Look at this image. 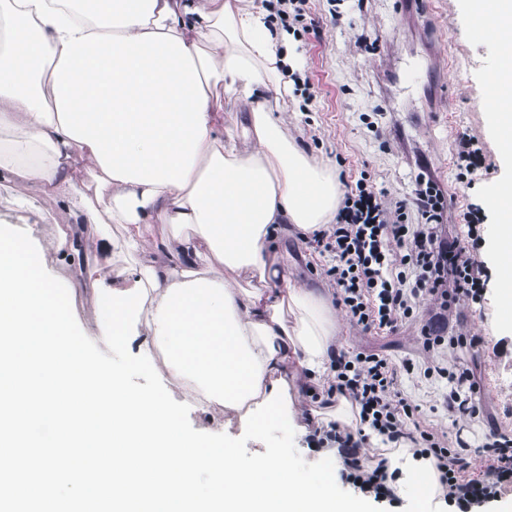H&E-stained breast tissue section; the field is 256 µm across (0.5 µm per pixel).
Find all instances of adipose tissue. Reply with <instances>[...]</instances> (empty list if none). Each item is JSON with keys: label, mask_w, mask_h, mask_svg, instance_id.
Segmentation results:
<instances>
[{"label": "adipose tissue", "mask_w": 512, "mask_h": 512, "mask_svg": "<svg viewBox=\"0 0 512 512\" xmlns=\"http://www.w3.org/2000/svg\"><path fill=\"white\" fill-rule=\"evenodd\" d=\"M493 38L490 122L512 168V0H469ZM287 33L246 0H0V182L67 200L73 226L43 227L59 274L85 288L100 337L157 345L183 403L232 426L285 380L295 425L359 416L348 399L303 411L328 386L343 314L297 284L274 243L310 233L343 196L332 166L289 137L268 96L287 99ZM502 328H512V176L490 200ZM120 237H112L111 226ZM92 265L74 263L78 253ZM387 456L396 495L424 504L438 473Z\"/></svg>", "instance_id": "ef3b65f1"}]
</instances>
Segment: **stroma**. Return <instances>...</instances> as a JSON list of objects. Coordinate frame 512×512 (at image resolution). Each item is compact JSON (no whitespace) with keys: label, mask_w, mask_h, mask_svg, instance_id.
I'll return each instance as SVG.
<instances>
[{"label":"stroma","mask_w":512,"mask_h":512,"mask_svg":"<svg viewBox=\"0 0 512 512\" xmlns=\"http://www.w3.org/2000/svg\"><path fill=\"white\" fill-rule=\"evenodd\" d=\"M310 7L320 34L296 41L295 51L315 84L316 97L310 114L301 112L295 98L282 109L297 145L316 159L334 163L347 180L368 172L376 188L393 196L409 193L424 160L433 159L432 175L458 197L448 206V231L465 234L463 214L475 204L483 219L482 238L490 240L495 214L489 197L504 176L486 88L496 48L475 30L467 0H431V30L416 15L398 10L395 0H345L337 22L331 21L326 0H311ZM432 73L448 85V97L428 93ZM463 132L484 147V166L469 186L457 182L453 166L454 143ZM0 221L27 231L37 224H67L71 218L63 207L49 213L34 206L19 208L12 189L0 183ZM278 245L294 278L331 295L321 273L325 256L302 249L290 228L279 233ZM450 326L483 339L477 355L481 419L445 415L444 380L406 381L402 388L420 405L423 425L460 434L475 450L493 431L512 432V334L497 332L491 292L482 303H461ZM416 334L412 327L393 334L364 333L347 321L336 339L344 350H371L399 363L417 357Z\"/></svg>","instance_id":"35a3bbf8"}]
</instances>
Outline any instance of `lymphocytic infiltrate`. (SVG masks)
Listing matches in <instances>:
<instances>
[{
    "instance_id": "lymphocytic-infiltrate-1",
    "label": "lymphocytic infiltrate",
    "mask_w": 512,
    "mask_h": 512,
    "mask_svg": "<svg viewBox=\"0 0 512 512\" xmlns=\"http://www.w3.org/2000/svg\"><path fill=\"white\" fill-rule=\"evenodd\" d=\"M271 20L303 36L318 33L309 0H264ZM448 198L432 175L419 173L409 196L397 198L376 189L368 175L346 184L332 224L303 237L306 247L328 254L323 274L335 301L365 333L397 332L403 324L419 325L421 362L395 366L376 353L337 351L330 363L329 392L342 395L359 410L362 428L336 424L316 429L321 448H337L342 480L375 501L392 499L387 462L367 466L361 450L369 434L384 444H408L414 454L432 457L448 504L477 507L496 498L499 486L512 483V437L494 435L478 448L490 481L465 479L470 461L465 441H449L446 432L421 425L420 409L402 389L403 377H439L450 389V413L472 419L480 409L463 397L462 388L476 390L477 381L459 351L481 344L480 337L446 335L448 316L460 300L480 303L486 288L485 267L459 238L444 234ZM432 302L430 316L417 321L419 298Z\"/></svg>"
}]
</instances>
